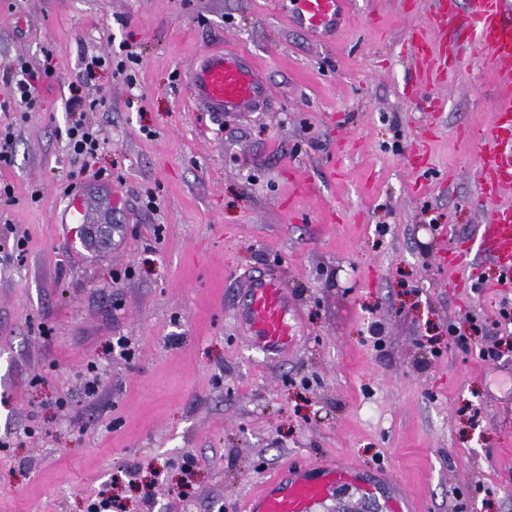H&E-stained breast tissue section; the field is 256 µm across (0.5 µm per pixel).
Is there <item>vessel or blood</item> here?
<instances>
[{
	"label": "vessel or blood",
	"instance_id": "1",
	"mask_svg": "<svg viewBox=\"0 0 512 512\" xmlns=\"http://www.w3.org/2000/svg\"><path fill=\"white\" fill-rule=\"evenodd\" d=\"M347 0H296V22L310 35L334 32ZM470 34L483 50L499 90L493 121L496 148L485 161L478 182L493 208L480 227L481 247L512 288V207L497 204L503 185L512 184V159L500 156L498 146L512 144V0H468ZM190 95L199 110L216 117L263 107L269 90L254 57L246 52L212 51L198 58L189 72ZM242 320L254 345L268 354L293 348L297 330L290 316L286 292L271 279L253 280ZM351 466L326 464L320 468L289 469L248 499L246 512H314L316 504L345 483L365 494L379 490L377 482L361 479Z\"/></svg>",
	"mask_w": 512,
	"mask_h": 512
}]
</instances>
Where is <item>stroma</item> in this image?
I'll use <instances>...</instances> for the list:
<instances>
[{"label": "stroma", "mask_w": 512, "mask_h": 512, "mask_svg": "<svg viewBox=\"0 0 512 512\" xmlns=\"http://www.w3.org/2000/svg\"><path fill=\"white\" fill-rule=\"evenodd\" d=\"M349 3L316 40L293 0H0V72L55 59L40 111L0 112L16 197L0 201V512H86L106 486L121 512H245L290 464L332 460L387 477L417 512H512V352L493 334L496 360L453 341L497 321L499 269H448L491 210L476 182L496 87L452 27L421 82L407 36L433 0ZM123 44L135 84L89 69ZM222 48L261 63L267 109H195L189 70ZM75 87L99 102L108 178L66 151ZM74 187L87 223L115 225L107 243L59 223ZM264 276L297 323L273 356L237 316Z\"/></svg>", "instance_id": "obj_1"}]
</instances>
